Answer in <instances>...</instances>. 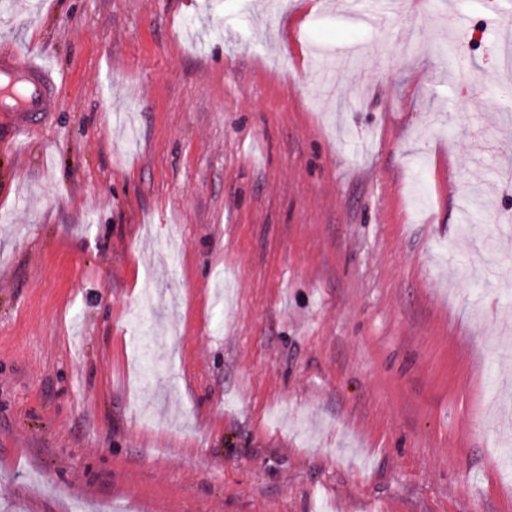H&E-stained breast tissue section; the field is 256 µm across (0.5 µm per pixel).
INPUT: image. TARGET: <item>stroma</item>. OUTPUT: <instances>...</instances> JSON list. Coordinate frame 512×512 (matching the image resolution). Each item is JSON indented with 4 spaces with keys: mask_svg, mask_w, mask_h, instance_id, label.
Instances as JSON below:
<instances>
[{
    "mask_svg": "<svg viewBox=\"0 0 512 512\" xmlns=\"http://www.w3.org/2000/svg\"><path fill=\"white\" fill-rule=\"evenodd\" d=\"M343 9L0 0V512H512V0ZM55 73L38 57L32 56L19 67L14 57L0 54V112L19 133L33 123L45 122L54 111Z\"/></svg>",
    "mask_w": 512,
    "mask_h": 512,
    "instance_id": "35a3bbf8",
    "label": "stroma"
}]
</instances>
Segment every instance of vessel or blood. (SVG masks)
<instances>
[{
	"label": "vessel or blood",
	"mask_w": 512,
	"mask_h": 512,
	"mask_svg": "<svg viewBox=\"0 0 512 512\" xmlns=\"http://www.w3.org/2000/svg\"><path fill=\"white\" fill-rule=\"evenodd\" d=\"M55 73L38 57L17 66L9 53L0 54V115L7 117L17 131L47 121L54 110Z\"/></svg>",
	"instance_id": "1"
}]
</instances>
